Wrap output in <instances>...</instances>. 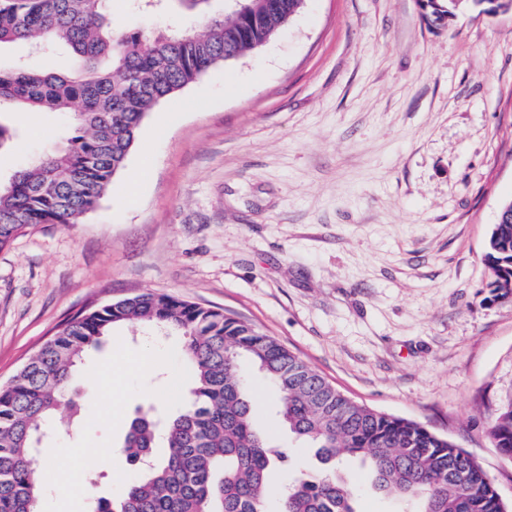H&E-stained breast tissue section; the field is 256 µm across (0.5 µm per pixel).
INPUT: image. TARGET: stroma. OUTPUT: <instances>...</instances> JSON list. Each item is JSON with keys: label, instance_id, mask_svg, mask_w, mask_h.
<instances>
[{"label": "stroma", "instance_id": "obj_1", "mask_svg": "<svg viewBox=\"0 0 512 512\" xmlns=\"http://www.w3.org/2000/svg\"><path fill=\"white\" fill-rule=\"evenodd\" d=\"M114 26L158 34L188 17L109 0ZM0 178L66 137L53 112H2ZM142 170L136 204L128 172ZM512 199V11L429 27L417 0H305L264 46L147 116L109 192L78 224H40L0 250V383L65 322L151 289L273 337L348 397L422 423L482 464L512 512V456L489 430L512 395V296L491 291L486 243ZM183 339L119 329L83 371L69 451L40 512H87L138 474L114 470L138 408L167 388ZM254 421L312 466V451Z\"/></svg>", "mask_w": 512, "mask_h": 512}]
</instances>
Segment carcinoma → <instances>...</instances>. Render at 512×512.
I'll return each mask as SVG.
<instances>
[{
  "label": "carcinoma",
  "mask_w": 512,
  "mask_h": 512,
  "mask_svg": "<svg viewBox=\"0 0 512 512\" xmlns=\"http://www.w3.org/2000/svg\"><path fill=\"white\" fill-rule=\"evenodd\" d=\"M108 0H0V46L24 42L32 55L68 53L63 72L18 58L0 66V106L54 112L66 142L0 182V249L37 224H76L95 210L126 164L143 120L162 101L218 65L262 47L300 11L304 0H242L219 13L210 0H150L201 22L153 35L120 32ZM474 0H426L424 17L443 24ZM487 242L493 292L512 294V201ZM142 322L183 337L189 405L159 421L147 409L127 426L120 453H148L143 476L92 512H357L358 488L342 472L356 460L371 486L413 502L412 512H499L480 463L445 436L346 396L257 327L183 298L144 291L92 310L59 329L0 385V512H38L45 473L34 467L39 435L56 427L66 402L67 427L82 409L72 394L78 364L114 330ZM269 384L282 425L315 449L318 470H301L280 489L274 471L294 469L270 433L253 421L256 400L241 366ZM490 435L512 456V396ZM168 448L164 459L154 449Z\"/></svg>",
  "instance_id": "carcinoma-1"
}]
</instances>
